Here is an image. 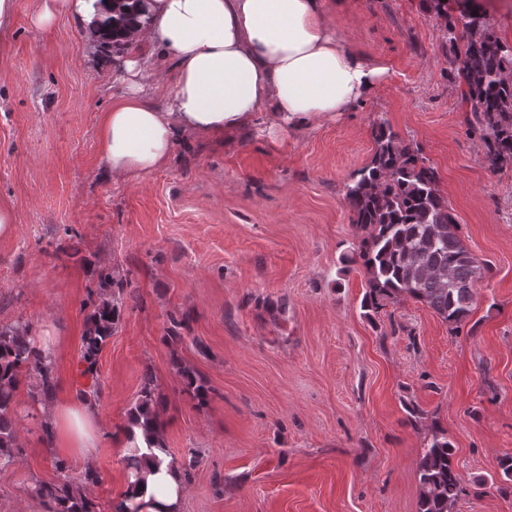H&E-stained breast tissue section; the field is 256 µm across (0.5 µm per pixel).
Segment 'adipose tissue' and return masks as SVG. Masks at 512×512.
<instances>
[{
  "label": "adipose tissue",
  "instance_id": "ef3b65f1",
  "mask_svg": "<svg viewBox=\"0 0 512 512\" xmlns=\"http://www.w3.org/2000/svg\"><path fill=\"white\" fill-rule=\"evenodd\" d=\"M342 0H138L126 29L124 93L103 112L98 151L115 181L164 168L176 143L217 141L252 126L297 130L353 111L384 80L340 37ZM171 77L165 106L146 93ZM51 442L93 468L112 434L95 400L53 399ZM186 485L175 466L141 465L130 488L141 512H181Z\"/></svg>",
  "mask_w": 512,
  "mask_h": 512
}]
</instances>
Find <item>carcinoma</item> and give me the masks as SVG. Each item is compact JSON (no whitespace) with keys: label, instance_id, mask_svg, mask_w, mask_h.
I'll list each match as a JSON object with an SVG mask.
<instances>
[{"label":"carcinoma","instance_id":"1","mask_svg":"<svg viewBox=\"0 0 512 512\" xmlns=\"http://www.w3.org/2000/svg\"><path fill=\"white\" fill-rule=\"evenodd\" d=\"M103 26V48L119 49L121 28L108 20ZM468 26L477 38L467 41L456 77L466 85L462 99L471 103L469 132L483 142L490 165L501 168L512 164V81L504 78L512 72V46L479 16L469 17ZM376 143L371 162L353 175L345 192L352 223L365 232L351 251L367 273L363 307L407 296L426 304L457 334L471 314L481 267L464 247L455 215L438 189L437 172L420 157L419 149L399 143L384 127L379 128ZM97 276V291H89L86 303L91 311L81 352V376L90 379L81 394L91 398L98 397V356L119 322L126 288L110 272L101 270ZM28 332L29 327L21 324L0 329V468L15 457L20 376L36 379V401L48 399L54 387V365ZM177 371L196 406H205L209 388L189 368L179 366ZM156 404V384L148 371L130 412L148 435L164 432ZM453 452L445 431H434L419 466V512H452L460 498L463 480L452 465ZM141 460L137 447L125 456L126 484L139 478ZM55 466L61 481L39 483L33 493L54 505V512H96L95 503L82 496L81 482L96 484L98 474L86 472L76 482L67 475L65 461L59 459Z\"/></svg>","mask_w":512,"mask_h":512}]
</instances>
